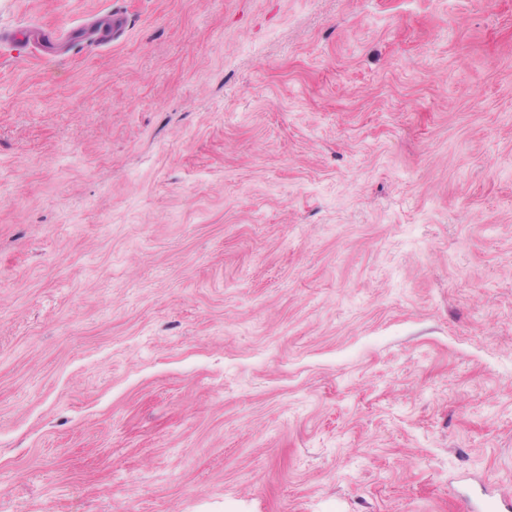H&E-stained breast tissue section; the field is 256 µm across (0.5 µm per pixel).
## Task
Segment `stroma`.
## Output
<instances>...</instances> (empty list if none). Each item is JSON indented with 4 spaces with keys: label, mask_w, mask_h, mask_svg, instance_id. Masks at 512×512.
I'll return each instance as SVG.
<instances>
[{
    "label": "stroma",
    "mask_w": 512,
    "mask_h": 512,
    "mask_svg": "<svg viewBox=\"0 0 512 512\" xmlns=\"http://www.w3.org/2000/svg\"><path fill=\"white\" fill-rule=\"evenodd\" d=\"M29 21L0 512L512 495V0H0Z\"/></svg>",
    "instance_id": "35a3bbf8"
}]
</instances>
